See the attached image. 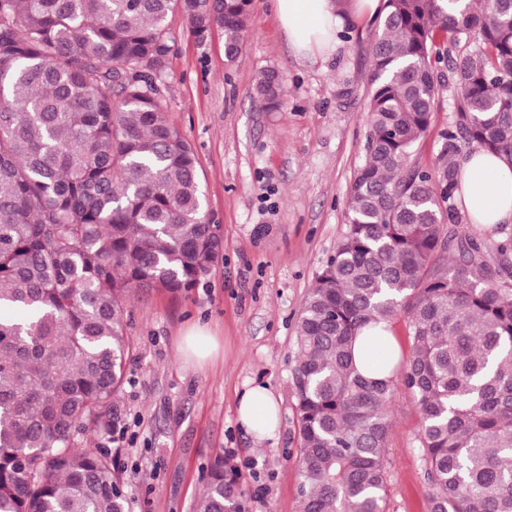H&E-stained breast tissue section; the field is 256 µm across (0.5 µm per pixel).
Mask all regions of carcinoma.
I'll return each mask as SVG.
<instances>
[{
    "label": "carcinoma",
    "mask_w": 512,
    "mask_h": 512,
    "mask_svg": "<svg viewBox=\"0 0 512 512\" xmlns=\"http://www.w3.org/2000/svg\"><path fill=\"white\" fill-rule=\"evenodd\" d=\"M252 0H0V512H128L123 471L88 432L124 437L128 298L182 293L222 248L198 161L167 110L180 12L234 62ZM365 162L346 230L297 322L302 512H385L388 409L416 397L431 512H512V235L457 229L459 162L512 161V0H385L372 44ZM448 66L449 75L440 71ZM448 80L457 117L413 161ZM258 98L285 89L260 71ZM410 318L391 378L354 363L364 328ZM222 454L196 512H243Z\"/></svg>",
    "instance_id": "cac0c4a2"
}]
</instances>
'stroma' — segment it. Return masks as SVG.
<instances>
[{
	"instance_id": "obj_1",
	"label": "stroma",
	"mask_w": 512,
	"mask_h": 512,
	"mask_svg": "<svg viewBox=\"0 0 512 512\" xmlns=\"http://www.w3.org/2000/svg\"><path fill=\"white\" fill-rule=\"evenodd\" d=\"M253 22L234 62L224 35L197 43L180 13L167 19L176 53L165 96L192 144L204 204L220 224L223 247L209 273L178 295L132 297L130 352L119 403L118 452L128 512H195L203 476L216 455L233 456L247 491L246 512H300L298 437L292 391L297 317L347 224L348 187L365 161L370 45L377 21L337 35L319 57L297 52L274 0H253ZM279 72L287 95L267 111L255 92L259 71ZM456 91L443 87L415 151L431 166L440 133L455 119ZM216 343L202 361L184 358L188 328ZM269 388L278 403L273 438L257 440L237 420L249 388ZM413 394L396 386L389 409L386 512H430L431 487Z\"/></svg>"
}]
</instances>
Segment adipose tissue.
Instances as JSON below:
<instances>
[{
  "mask_svg": "<svg viewBox=\"0 0 512 512\" xmlns=\"http://www.w3.org/2000/svg\"><path fill=\"white\" fill-rule=\"evenodd\" d=\"M278 18L288 40L304 55L326 50L348 23L370 19L380 0H275ZM460 196L472 223L486 228L512 223V165L481 148L467 153L459 169ZM379 344L361 343L356 354L359 371L375 376L381 359H396L401 349L392 329L377 327ZM238 418L257 438L272 437L278 406L272 393L256 386L239 400Z\"/></svg>",
  "mask_w": 512,
  "mask_h": 512,
  "instance_id": "adipose-tissue-1",
  "label": "adipose tissue"
}]
</instances>
